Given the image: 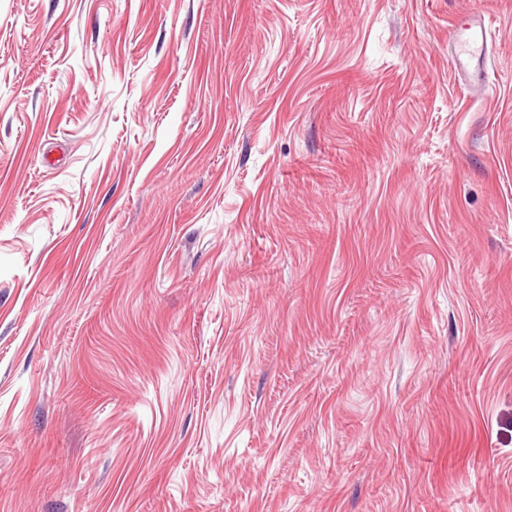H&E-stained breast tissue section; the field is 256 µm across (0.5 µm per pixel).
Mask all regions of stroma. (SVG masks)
Wrapping results in <instances>:
<instances>
[{
  "instance_id": "obj_1",
  "label": "stroma",
  "mask_w": 512,
  "mask_h": 512,
  "mask_svg": "<svg viewBox=\"0 0 512 512\" xmlns=\"http://www.w3.org/2000/svg\"><path fill=\"white\" fill-rule=\"evenodd\" d=\"M0 512H512V0H0ZM450 41L453 45L452 63L462 79L470 86L484 84L489 59V43L484 25L476 18L465 26H450Z\"/></svg>"
}]
</instances>
